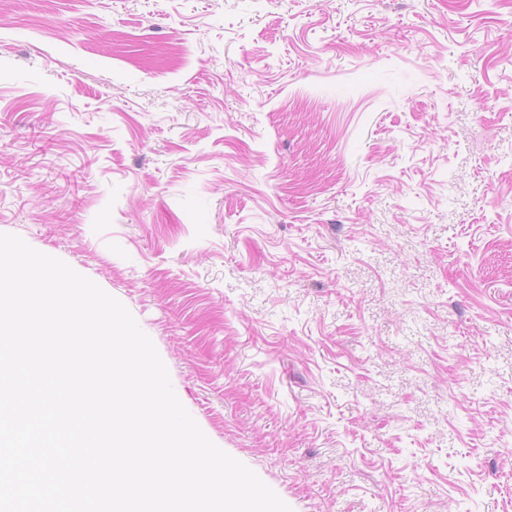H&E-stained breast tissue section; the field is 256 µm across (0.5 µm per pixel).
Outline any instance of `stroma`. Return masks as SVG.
Returning <instances> with one entry per match:
<instances>
[{
  "label": "stroma",
  "instance_id": "stroma-1",
  "mask_svg": "<svg viewBox=\"0 0 512 512\" xmlns=\"http://www.w3.org/2000/svg\"><path fill=\"white\" fill-rule=\"evenodd\" d=\"M0 233L293 512H512V0H0Z\"/></svg>",
  "mask_w": 512,
  "mask_h": 512
}]
</instances>
